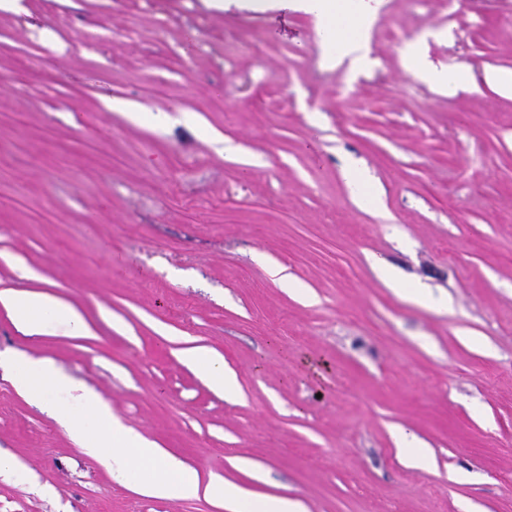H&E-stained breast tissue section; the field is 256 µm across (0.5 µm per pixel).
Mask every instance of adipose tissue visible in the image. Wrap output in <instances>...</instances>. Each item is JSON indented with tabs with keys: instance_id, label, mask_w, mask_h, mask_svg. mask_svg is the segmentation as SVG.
I'll list each match as a JSON object with an SVG mask.
<instances>
[{
	"instance_id": "obj_1",
	"label": "adipose tissue",
	"mask_w": 512,
	"mask_h": 512,
	"mask_svg": "<svg viewBox=\"0 0 512 512\" xmlns=\"http://www.w3.org/2000/svg\"><path fill=\"white\" fill-rule=\"evenodd\" d=\"M294 3L298 10L315 15L318 32L331 59L350 57L355 71L367 66V29L371 18L367 0H294ZM0 306L31 335H52L61 330L73 336L92 333L88 322L73 306L44 292L2 288ZM183 356L203 370L214 386L227 394L238 395L235 376L223 356L204 347L185 349Z\"/></svg>"
}]
</instances>
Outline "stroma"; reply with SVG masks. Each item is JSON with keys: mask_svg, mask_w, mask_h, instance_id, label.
Segmentation results:
<instances>
[{"mask_svg": "<svg viewBox=\"0 0 512 512\" xmlns=\"http://www.w3.org/2000/svg\"><path fill=\"white\" fill-rule=\"evenodd\" d=\"M22 4L0 11V287L94 333L0 308V456L30 473L0 474V512H221L109 474L17 392L21 354L204 480L305 512H512V96L484 80L512 72V0H370L363 72L291 0ZM416 42L464 83L420 81ZM0 304L30 335H53L60 330L72 336L93 335L88 322L73 306L48 293L2 288ZM184 358L203 370L212 384L234 397H240L234 373L224 363V357L205 347H191L182 351Z\"/></svg>", "mask_w": 512, "mask_h": 512, "instance_id": "stroma-1", "label": "stroma"}]
</instances>
